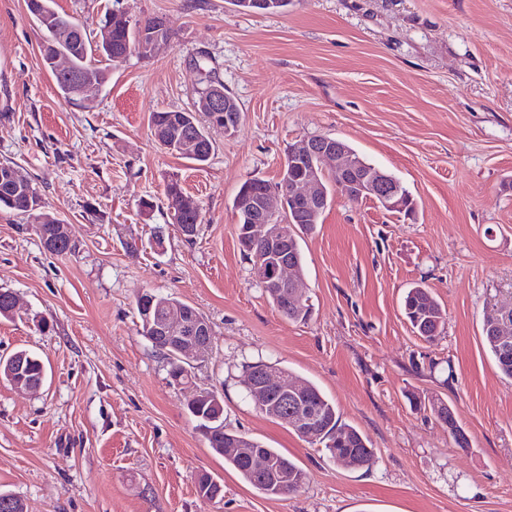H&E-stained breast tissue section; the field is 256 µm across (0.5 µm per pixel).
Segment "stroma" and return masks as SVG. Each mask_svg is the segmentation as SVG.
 <instances>
[{
	"label": "stroma",
	"instance_id": "obj_1",
	"mask_svg": "<svg viewBox=\"0 0 512 512\" xmlns=\"http://www.w3.org/2000/svg\"><path fill=\"white\" fill-rule=\"evenodd\" d=\"M130 22L159 16L171 38L108 65L89 104L58 94L39 61L26 0H0V160L36 183L75 252L48 253L32 224L0 212V356L38 354L34 393L0 378V492L28 512H512V380L484 346L486 307L512 303V0H291L276 14L229 0H121ZM237 100L234 134L213 133L202 164L153 139L152 112L191 107L197 60ZM347 141L397 177L417 205L402 219L333 199L301 243L304 323L257 285L232 207L250 178L278 182L289 145ZM199 205L193 239L172 225L165 186ZM445 306L425 342L401 297L415 284ZM171 294L211 323L212 352L176 385L141 335L142 291ZM308 379L376 453L370 470L334 462L245 395L248 364ZM224 398V424L309 475L270 498L226 469L187 401ZM453 407L459 446L427 410ZM224 496H198L195 477Z\"/></svg>",
	"mask_w": 512,
	"mask_h": 512
}]
</instances>
